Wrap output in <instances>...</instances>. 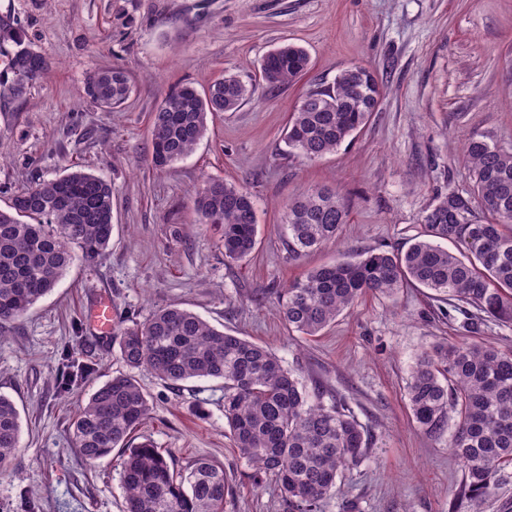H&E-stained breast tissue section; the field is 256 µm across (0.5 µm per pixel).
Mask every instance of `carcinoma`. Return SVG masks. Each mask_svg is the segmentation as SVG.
<instances>
[{
    "label": "carcinoma",
    "instance_id": "cac0c4a2",
    "mask_svg": "<svg viewBox=\"0 0 512 512\" xmlns=\"http://www.w3.org/2000/svg\"><path fill=\"white\" fill-rule=\"evenodd\" d=\"M306 50L286 43L261 64L271 87L309 69ZM47 68L25 30L0 14V101L25 97ZM86 95L98 106L121 107L131 94L120 68L90 74ZM250 98L226 74L204 93L191 85L172 91L152 113L151 161L163 171L191 154L208 130L209 116L233 112ZM370 71L348 67L327 88H312L291 113L284 142L290 156L309 160L336 152L365 127L378 106ZM462 160L469 193L438 198L423 217L424 232L406 250L363 251L308 270L280 294L278 312L288 329L317 336L366 295H392L418 286L466 316L469 333L485 321L512 325V153L480 133L466 140ZM485 216H473L474 203ZM207 224L222 228L224 257L242 262L257 244L258 223L247 189L205 183L194 201ZM112 185L82 169L66 170L15 192L0 208V323L23 316L76 261L91 266L112 239ZM288 248L299 259L336 241L347 210L337 189L320 188L288 204ZM459 247L455 254L441 246ZM475 313H469V309ZM128 371L112 376L81 404L70 423L74 444L88 461L122 449L118 463L125 512H225L230 493L224 467L199 460L183 474L170 452L147 439L130 444L147 418L148 395L134 371L147 370L170 385L192 379L224 383V421L252 484L274 480L288 512H323L345 473L372 451V436L348 405L325 404L270 349L226 333L191 310L167 306L118 328ZM407 396L416 424L442 435L462 480L453 501L474 505L492 496L512 467V348L464 339L438 342L411 366ZM20 414L0 394V469L19 452Z\"/></svg>",
    "mask_w": 512,
    "mask_h": 512
}]
</instances>
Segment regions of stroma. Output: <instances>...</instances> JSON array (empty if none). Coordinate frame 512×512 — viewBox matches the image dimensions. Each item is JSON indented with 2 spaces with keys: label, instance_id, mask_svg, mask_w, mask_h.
Here are the masks:
<instances>
[{
  "label": "stroma",
  "instance_id": "obj_1",
  "mask_svg": "<svg viewBox=\"0 0 512 512\" xmlns=\"http://www.w3.org/2000/svg\"><path fill=\"white\" fill-rule=\"evenodd\" d=\"M48 67L25 99L0 102V206L8 193L79 166L112 185V244L96 266L72 265L16 321L0 325V394L16 405L22 448L0 472V512H124L114 457L75 450L69 419L81 401L125 371L118 345L95 334L91 306L145 320L177 304L217 328L271 349L326 402L343 399L374 437L343 480L359 512H448L462 471L448 439L415 423L406 384L432 344L461 340L464 317L430 290L367 295L321 335L289 332L277 297L308 269L369 249L407 248L439 196L472 188L461 158L469 134L512 151V0H0ZM284 43L309 53L296 83L269 87L263 58ZM377 77L382 95L367 125L335 153L287 155L290 112L309 88L344 68ZM119 67L132 93L108 111L87 99L96 70ZM251 89L217 114L193 153L163 172L149 163L150 115L183 84L203 91L224 74ZM246 188L259 244L226 264L221 232L193 199L204 181ZM339 189L348 222L335 243L301 259L288 251V203ZM71 360H64V352ZM93 365L70 390L59 381ZM150 412L135 433L170 450L180 469L206 458L232 480L226 512H286L274 481L254 487L224 427V385L174 387L136 374ZM204 412H196V405Z\"/></svg>",
  "mask_w": 512,
  "mask_h": 512
}]
</instances>
